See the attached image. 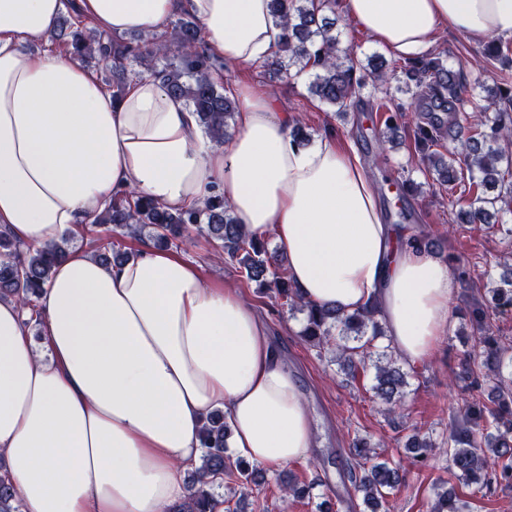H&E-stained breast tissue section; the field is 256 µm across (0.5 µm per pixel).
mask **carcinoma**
Wrapping results in <instances>:
<instances>
[{
  "label": "carcinoma",
  "instance_id": "cac0c4a2",
  "mask_svg": "<svg viewBox=\"0 0 512 512\" xmlns=\"http://www.w3.org/2000/svg\"><path fill=\"white\" fill-rule=\"evenodd\" d=\"M274 17L283 25L284 34L278 43L269 67L275 73L300 64L315 69L310 84L319 100L345 114L362 100L365 86L360 67L348 53L340 54L336 35V19L324 13L333 0H271ZM57 39L70 48V54L81 62H93L118 75L117 84L128 80L125 62L130 60L147 67L161 78L166 89L183 97L193 108L204 133L214 142H224L227 129L235 119L236 103L224 94L220 72L224 64L207 54L198 25L192 15L175 21L169 35L155 34L143 44L120 43L76 19L64 21L57 29ZM166 63L155 67L157 57ZM403 83L415 87L414 104L430 98L439 112L458 111L459 73L439 56L408 59L399 66ZM498 101L512 106V75H499ZM491 106L477 107L480 123L469 128L463 141L464 160L482 177L469 186L481 205L462 213V220L476 224L487 221L485 204L491 199L481 196L500 182L499 164L506 159L498 141L512 138V129L489 116ZM415 136L426 151L438 142L439 128L417 124ZM433 167L439 184L452 190L462 179V168L434 152L424 155ZM108 224V233L99 227ZM194 227L216 244L217 254L238 265L239 273L248 282H258L274 292L281 306L305 313L301 337L307 344L332 348L333 360L342 365L351 378L359 369L374 361L376 384L374 395L393 403L403 395L405 375L394 366V357L382 352L372 358L371 342L384 336L375 307L353 313H341L333 307L304 301L287 278L279 273L278 255L269 251L267 243L244 232L235 223L232 211L221 198L212 199L200 208L165 209L153 201L131 192L113 197L104 210L81 224V232L93 256L104 264H120L131 253L115 249L112 235L133 239L149 231L154 245L170 249L179 246L184 232ZM73 237L64 233L59 240L42 246H23L7 231L0 230V300H13L26 316V323H40L38 301L50 278L52 269L64 260ZM512 307V288H494L490 300H473L472 321L480 331L476 337L481 347V361L475 365L461 363L459 377L465 389L458 411L461 419L448 428V457L451 470L463 485L487 496L499 487H512V371L504 372L509 348L501 338L483 330L488 304ZM230 428L224 412L216 409L202 424L199 432L202 454L200 463L187 473L184 498L166 508V512H212L214 500L224 487V476H235L239 486L248 489L268 483L267 472L242 458L226 455ZM406 459L408 466L393 465L384 460L367 465L372 459L367 441L358 439L349 449L347 478L355 492L362 495L369 512H381L387 497L406 480L409 469L427 461L434 444L416 436L409 437ZM277 484L287 494L305 497L316 485L278 477ZM470 505L459 496L444 491L431 505V512H465ZM0 512H21L13 480L7 468L0 465Z\"/></svg>",
  "mask_w": 512,
  "mask_h": 512
}]
</instances>
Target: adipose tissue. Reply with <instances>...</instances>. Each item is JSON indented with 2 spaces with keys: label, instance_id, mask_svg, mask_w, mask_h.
Masks as SVG:
<instances>
[{
  "label": "adipose tissue",
  "instance_id": "1",
  "mask_svg": "<svg viewBox=\"0 0 512 512\" xmlns=\"http://www.w3.org/2000/svg\"><path fill=\"white\" fill-rule=\"evenodd\" d=\"M99 30L150 33L188 11L214 57L261 64L283 30L270 0H78ZM344 18L402 57L443 31L512 37V0H338ZM62 0H0V228L57 241L136 192L172 210L221 195L247 233L274 232L303 300L343 312L377 305L388 340L417 363L451 323L458 284L411 228L386 224L354 148L293 141L290 114L236 85V126L212 144L187 102L145 74L113 96L77 60L31 53ZM35 347L0 301V455L22 512H162L186 494L203 418L220 409L229 451L260 466L306 456L315 427L259 310L237 288L153 247L119 266L81 249L39 301Z\"/></svg>",
  "mask_w": 512,
  "mask_h": 512
}]
</instances>
